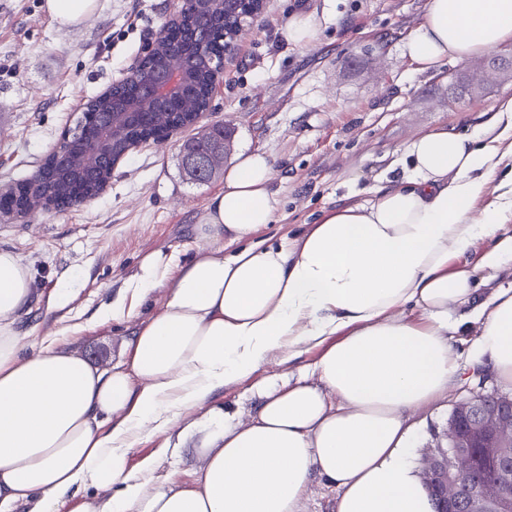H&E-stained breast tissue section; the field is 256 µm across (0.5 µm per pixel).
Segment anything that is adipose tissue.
Here are the masks:
<instances>
[{
	"label": "adipose tissue",
	"instance_id": "1",
	"mask_svg": "<svg viewBox=\"0 0 512 512\" xmlns=\"http://www.w3.org/2000/svg\"><path fill=\"white\" fill-rule=\"evenodd\" d=\"M510 42L512 0H427L407 50L429 70ZM402 152L409 174L279 244L254 238L274 221L272 166L242 156L199 216L207 248L187 264L148 254L128 281L131 297L164 289L163 310L139 318L122 296L103 311L137 321L107 369L45 338L23 355L32 277L0 250V512H301L318 479L337 487L336 512H434L412 415L465 362L512 383V287L488 285L512 261V96L477 132L435 129ZM472 319L463 356L452 336ZM312 350L313 363L257 387L248 421L206 407L272 354ZM173 428L183 442L204 435L192 482L153 478L149 460L130 469L132 448Z\"/></svg>",
	"mask_w": 512,
	"mask_h": 512
}]
</instances>
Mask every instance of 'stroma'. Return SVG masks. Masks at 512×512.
Segmentation results:
<instances>
[{
  "instance_id": "1",
  "label": "stroma",
  "mask_w": 512,
  "mask_h": 512,
  "mask_svg": "<svg viewBox=\"0 0 512 512\" xmlns=\"http://www.w3.org/2000/svg\"><path fill=\"white\" fill-rule=\"evenodd\" d=\"M427 0H266L251 32L224 56L210 108L166 143L147 142L112 171L97 197L31 221H0V250L17 254L32 273L34 295L18 323L21 335L51 337L92 365L107 368L134 330L127 321L101 322L102 305L122 292L141 260L158 250L193 258L203 243L195 222L224 189L223 174L187 179L180 144L215 123L234 132L228 163L265 154L273 169L275 221L259 238L277 243L340 201L369 198L379 181L406 174L399 151L438 127L469 132L495 100L512 95V76L481 73L482 93L449 105L448 87L466 75L465 61L423 71L406 43ZM45 0H0V185L33 178L63 132L89 101L125 80L147 44L172 16L173 0H96L76 26L59 25ZM314 17V44L288 42L290 16ZM71 279L70 299L54 292ZM289 367L273 355L211 403L236 413L252 409L255 387ZM512 394L492 373L464 367L456 387L416 414V465L436 449L460 402L478 393ZM160 432L129 455L131 468L154 462L156 476L191 479L201 464L199 438L179 455L160 454Z\"/></svg>"
}]
</instances>
